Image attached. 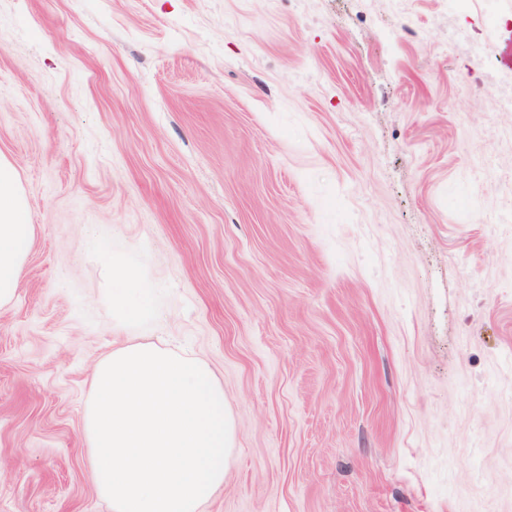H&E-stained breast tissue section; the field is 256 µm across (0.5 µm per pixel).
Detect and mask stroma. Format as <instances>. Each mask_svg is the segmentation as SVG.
<instances>
[{
  "label": "stroma",
  "mask_w": 512,
  "mask_h": 512,
  "mask_svg": "<svg viewBox=\"0 0 512 512\" xmlns=\"http://www.w3.org/2000/svg\"><path fill=\"white\" fill-rule=\"evenodd\" d=\"M508 94L512 0H0V512H112L83 413L130 338L224 387L203 512H512ZM33 236L34 224L15 169L0 156V308L15 295ZM112 280L117 288L112 304L127 324L144 323L158 316L152 294L143 288L138 270L127 263L112 260Z\"/></svg>",
  "instance_id": "obj_1"
}]
</instances>
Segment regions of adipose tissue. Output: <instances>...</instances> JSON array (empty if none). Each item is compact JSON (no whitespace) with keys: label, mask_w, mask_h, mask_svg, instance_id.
Instances as JSON below:
<instances>
[{"label":"adipose tissue","mask_w":512,"mask_h":512,"mask_svg":"<svg viewBox=\"0 0 512 512\" xmlns=\"http://www.w3.org/2000/svg\"><path fill=\"white\" fill-rule=\"evenodd\" d=\"M33 236L34 226L15 169L0 157V307L10 304L15 295ZM112 279L118 285L112 303L122 322L144 323L157 317L152 294L143 288L134 266L113 262Z\"/></svg>","instance_id":"1"}]
</instances>
